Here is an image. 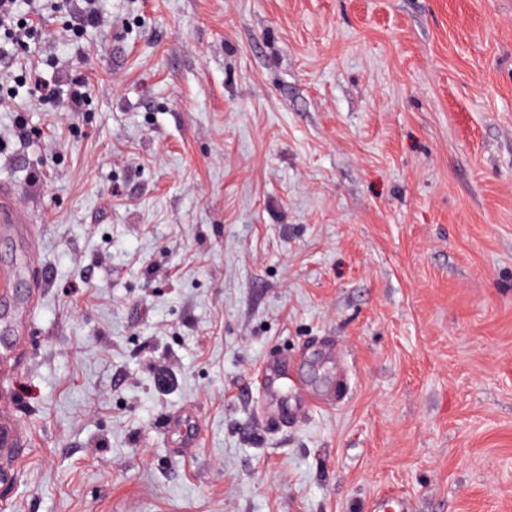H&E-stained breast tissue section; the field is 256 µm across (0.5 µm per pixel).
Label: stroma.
<instances>
[{"label": "stroma", "mask_w": 512, "mask_h": 512, "mask_svg": "<svg viewBox=\"0 0 512 512\" xmlns=\"http://www.w3.org/2000/svg\"><path fill=\"white\" fill-rule=\"evenodd\" d=\"M79 9L0 79V512H512V0ZM67 83L69 85L68 106L71 111L77 112L90 98L88 84L81 74L68 73ZM0 223L19 225L28 224L26 211L11 198L5 197L0 191ZM288 377V362L282 359L268 360L261 372V387L270 401L277 400L279 385Z\"/></svg>", "instance_id": "1"}]
</instances>
